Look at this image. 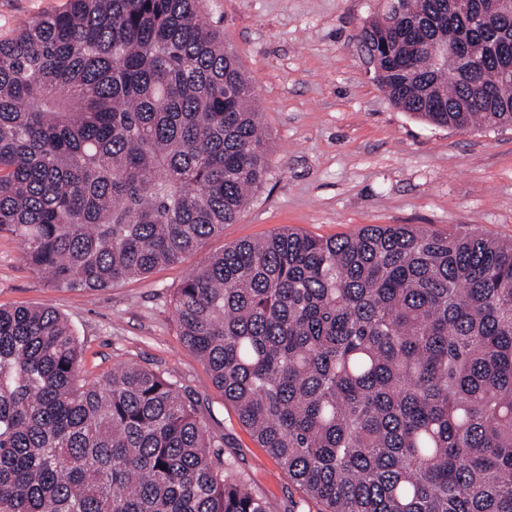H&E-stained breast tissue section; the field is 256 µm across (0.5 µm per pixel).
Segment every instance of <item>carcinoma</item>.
<instances>
[{
	"instance_id": "cac0c4a2",
	"label": "carcinoma",
	"mask_w": 512,
	"mask_h": 512,
	"mask_svg": "<svg viewBox=\"0 0 512 512\" xmlns=\"http://www.w3.org/2000/svg\"><path fill=\"white\" fill-rule=\"evenodd\" d=\"M202 0H69L0 40V234L48 282L99 290L180 262L269 172L254 88ZM360 36L378 85L437 126H512V84L468 99L512 15L412 0ZM179 336L239 421L322 512H512V241L370 225L283 228L204 258ZM51 308L0 307V512H270L176 381L121 364L78 383ZM166 469H161V466ZM431 57L443 58L445 64L453 69L461 66H480L482 70L490 68L496 75L499 82L512 80V61L510 60V49L501 48L493 58L483 63V59L470 56L460 46L455 44L433 45L429 48Z\"/></svg>"
}]
</instances>
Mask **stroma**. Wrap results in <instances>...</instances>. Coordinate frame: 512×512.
I'll list each match as a JSON object with an SVG mask.
<instances>
[{
	"instance_id": "stroma-1",
	"label": "stroma",
	"mask_w": 512,
	"mask_h": 512,
	"mask_svg": "<svg viewBox=\"0 0 512 512\" xmlns=\"http://www.w3.org/2000/svg\"><path fill=\"white\" fill-rule=\"evenodd\" d=\"M68 0H0V40ZM379 0H203L256 94L270 169L236 223L180 263L100 291L50 285L0 235V305L51 307L81 344L80 376L104 380L135 363L177 380L198 399L231 476L271 512H320L259 448L203 365L183 346L174 293L205 256L290 227L335 237L369 225L475 229L512 240V127L461 132L396 108L375 81L358 33Z\"/></svg>"
}]
</instances>
